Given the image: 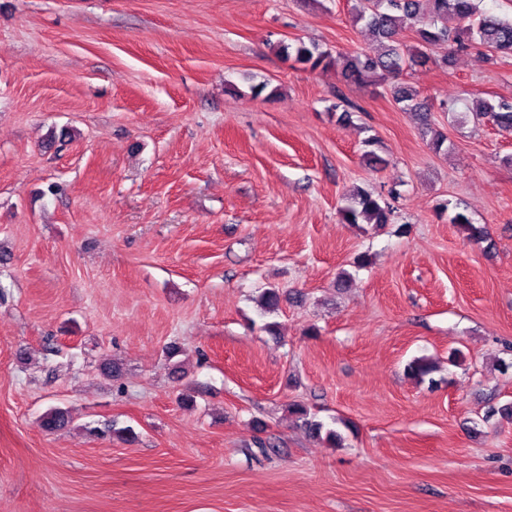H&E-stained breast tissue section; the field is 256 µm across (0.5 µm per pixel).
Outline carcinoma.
I'll return each mask as SVG.
<instances>
[{
	"label": "carcinoma",
	"instance_id": "1",
	"mask_svg": "<svg viewBox=\"0 0 512 512\" xmlns=\"http://www.w3.org/2000/svg\"><path fill=\"white\" fill-rule=\"evenodd\" d=\"M416 26L418 46L409 47L400 38L404 21ZM354 21L364 23L380 46V52L367 55L345 53L336 58L314 41H300L295 46V57L311 71L341 65V76L347 82L368 84L395 79L403 71L429 62L451 65L456 54L470 48L490 52V58H512V20L480 11L477 0H356ZM447 46L440 57L433 55L439 46ZM395 101L411 112L430 111L429 105L418 98L416 91L401 83L392 85ZM477 116H489L499 128L512 130V101L499 99L488 102L475 111ZM369 189L356 187L340 209L346 224H386L393 207L390 199ZM450 222L474 239H481L485 231L471 224L467 215L458 212ZM292 414L302 419L313 432L325 433L326 439L339 445L342 435L333 429H324L320 421L308 417L307 409L296 406ZM70 423L68 412L55 409L45 415L42 426L55 430Z\"/></svg>",
	"mask_w": 512,
	"mask_h": 512
}]
</instances>
